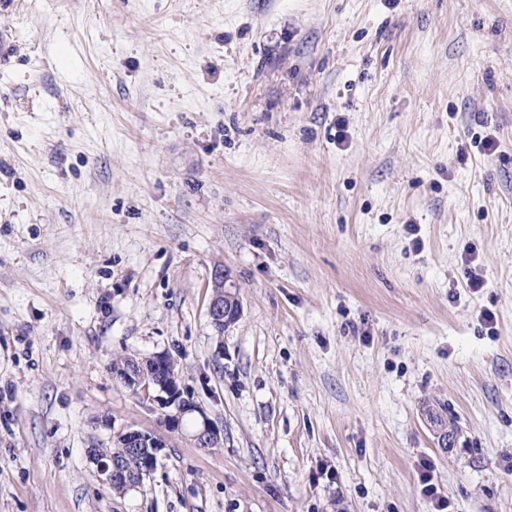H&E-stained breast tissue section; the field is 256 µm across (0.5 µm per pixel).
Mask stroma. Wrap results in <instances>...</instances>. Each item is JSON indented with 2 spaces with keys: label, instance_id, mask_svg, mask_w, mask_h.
<instances>
[{
  "label": "stroma",
  "instance_id": "35a3bbf8",
  "mask_svg": "<svg viewBox=\"0 0 512 512\" xmlns=\"http://www.w3.org/2000/svg\"><path fill=\"white\" fill-rule=\"evenodd\" d=\"M1 30L0 512H433L425 472L512 512V0H12ZM158 353L221 447L112 373ZM127 429L162 447L119 498L90 455ZM213 280L216 289L209 305L208 317L212 326L218 332H222L226 326L234 322L236 312L240 313V305L233 291L236 286L226 270L217 268Z\"/></svg>",
  "mask_w": 512,
  "mask_h": 512
}]
</instances>
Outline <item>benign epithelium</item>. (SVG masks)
<instances>
[{
    "instance_id": "1",
    "label": "benign epithelium",
    "mask_w": 512,
    "mask_h": 512,
    "mask_svg": "<svg viewBox=\"0 0 512 512\" xmlns=\"http://www.w3.org/2000/svg\"><path fill=\"white\" fill-rule=\"evenodd\" d=\"M215 292L211 299L208 317L212 326L219 332L233 322L240 305L234 282L223 269H217L213 276ZM173 361L165 354L154 355L145 361L131 360V363L116 371V376L129 388H153L157 398L165 406H172L175 413L166 417V425L172 430L182 428L184 420L193 421V442L199 448H219L222 443L220 431L214 426L201 406L182 396L179 380L172 373ZM113 447L119 449L115 454L102 455L93 451L91 459L97 466L102 482L107 486L122 483L127 490H134L141 484V477L130 474L124 465V459L134 454H147V465L152 468L156 454L162 443L155 434L145 430H126L118 433L113 440Z\"/></svg>"
}]
</instances>
